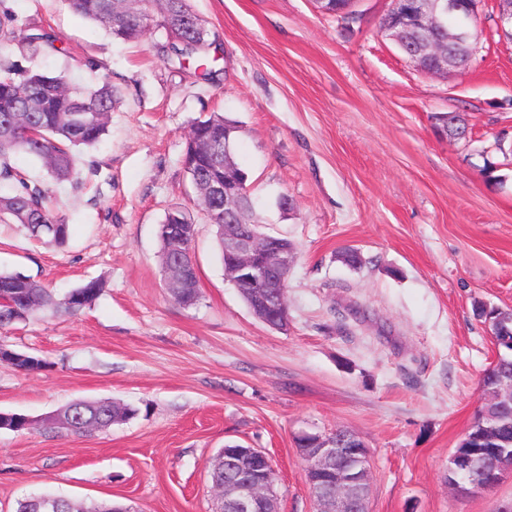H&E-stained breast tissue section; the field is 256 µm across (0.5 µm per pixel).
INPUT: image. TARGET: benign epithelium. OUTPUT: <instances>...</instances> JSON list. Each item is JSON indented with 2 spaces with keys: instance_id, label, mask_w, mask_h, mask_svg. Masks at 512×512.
<instances>
[{
  "instance_id": "1",
  "label": "benign epithelium",
  "mask_w": 512,
  "mask_h": 512,
  "mask_svg": "<svg viewBox=\"0 0 512 512\" xmlns=\"http://www.w3.org/2000/svg\"><path fill=\"white\" fill-rule=\"evenodd\" d=\"M497 33L512 41V0H497ZM389 10L424 38V57L431 68L428 74L448 73V42L437 37L442 18H457L452 28L453 41L467 48L469 57L477 53V42L469 21L477 19L478 8H469L467 17L462 0H391ZM204 149L224 151V183L209 187L213 198L224 200V224H246L243 201L246 186L239 182L230 165L231 142L224 145L208 143ZM224 252L231 261L225 267L226 278L238 289L255 293L252 314L276 330H286L290 324L286 279L295 261V250L285 246L273 235L250 229L244 233L224 230ZM302 446L297 448L304 461V477L315 505V512H369V487L360 481L363 472L370 471L369 450L365 442L353 433L338 442L334 434L301 433ZM470 437L449 458L448 487L461 489L462 476L467 473L470 457L462 450ZM228 465L252 466V474L243 480L224 485L213 484L216 497L229 498L232 512H280V495L276 487L271 459L257 448L226 445L219 453ZM512 474V465H500L473 490H491L502 478Z\"/></svg>"
}]
</instances>
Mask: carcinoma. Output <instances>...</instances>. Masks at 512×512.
Segmentation results:
<instances>
[{
    "label": "carcinoma",
    "instance_id": "carcinoma-1",
    "mask_svg": "<svg viewBox=\"0 0 512 512\" xmlns=\"http://www.w3.org/2000/svg\"><path fill=\"white\" fill-rule=\"evenodd\" d=\"M339 20L351 28L361 23L354 13L352 0H335ZM76 15L104 28L114 39L134 42L146 35L152 14L160 13L159 26L165 30L166 43L159 47L163 58L177 70L194 68L199 77L209 80L214 76L210 50L214 42L209 38L183 39L185 32L176 23L177 17L194 18L196 14L188 0H142L135 6H123L117 0H66ZM11 15L0 17V51L15 48L21 53H36L50 43L46 33L21 34L13 26ZM116 90L108 77L84 89L69 85L62 75L33 72L7 67L0 72V181L15 184L12 192L0 194V223L21 224L29 236L37 241L63 246L69 237V224L54 206L45 190L31 184L23 173L11 166L14 154H25L36 159L56 181H69L80 175L77 152L98 145L108 131L114 108ZM194 138L186 142L183 164L190 176L194 197L207 194L209 182H224V159L201 150L200 143L211 139H224V115L213 112L194 121ZM204 211L210 223L216 226L219 247H224V203L212 204ZM196 224L185 206H172L165 213L159 227L160 268L169 267L176 244L182 245L179 271L186 288L177 301L185 306L195 304L199 298V279L192 253ZM103 290V282L90 280L72 289L64 298L56 297L52 289L21 273L0 271V328L24 321L36 311L52 314H76L91 306ZM474 311L479 318L489 317L502 328L512 329V310L478 304ZM512 375V357L504 354L485 380L480 397L486 419L498 434L510 441L506 451L512 452V411L496 402L497 390L493 378ZM105 404L101 400H78L66 406L81 420L73 434L84 435L104 429L100 419ZM495 459L478 454L473 457L467 478L471 479L490 469ZM56 508L51 512H112V507L78 505L72 500L53 495Z\"/></svg>",
    "mask_w": 512,
    "mask_h": 512
}]
</instances>
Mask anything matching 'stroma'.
<instances>
[{
    "label": "stroma",
    "mask_w": 512,
    "mask_h": 512,
    "mask_svg": "<svg viewBox=\"0 0 512 512\" xmlns=\"http://www.w3.org/2000/svg\"><path fill=\"white\" fill-rule=\"evenodd\" d=\"M215 34L213 80L169 67L161 33L124 43L64 0H0L16 30L55 42L12 62L80 87L118 92L104 141L81 151V182L12 163L70 224L63 247L0 224V271L58 295L100 279L77 315L35 313L0 345L44 362H0V412L40 419L79 399L138 407L82 436L0 429V512L52 492L134 512H216L211 465L227 444L264 451L281 512H314L298 433L347 429L370 450L369 512H498L512 480L457 495L448 459L480 406L496 358L475 301L512 309V41L481 0L479 50L463 69L418 70L379 32L390 0H355L348 30L312 0H189ZM220 112L240 126L236 161L262 232L288 238V331L255 318L224 275L215 232L196 213L200 296L173 301L160 276L159 226L189 204L182 157L192 122ZM459 112L471 134H439ZM290 210H282L280 196ZM358 248L362 267L341 264Z\"/></svg>",
    "instance_id": "stroma-1"
}]
</instances>
